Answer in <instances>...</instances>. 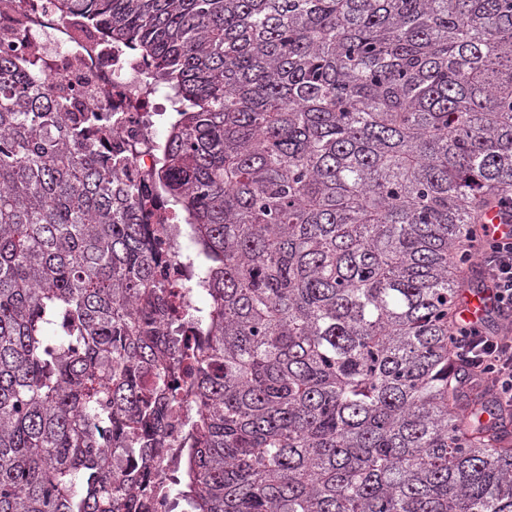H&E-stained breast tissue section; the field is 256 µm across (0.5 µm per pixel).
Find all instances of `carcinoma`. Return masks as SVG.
Here are the masks:
<instances>
[{
    "label": "carcinoma",
    "instance_id": "1",
    "mask_svg": "<svg viewBox=\"0 0 512 512\" xmlns=\"http://www.w3.org/2000/svg\"><path fill=\"white\" fill-rule=\"evenodd\" d=\"M170 90L178 336L112 113L0 50V512H149L194 369L190 512H512V414L462 395L469 243L512 192V0H57ZM135 458L123 470L112 449ZM175 246H177L178 250L181 252L179 238H172L171 241L168 238H164L160 248V253H166L171 260L169 261L168 266L169 282L186 300L185 305H187V311L185 313L192 312L193 308L198 307V301L193 299L191 296L193 275L190 268L181 260V258H174L173 252Z\"/></svg>",
    "mask_w": 512,
    "mask_h": 512
}]
</instances>
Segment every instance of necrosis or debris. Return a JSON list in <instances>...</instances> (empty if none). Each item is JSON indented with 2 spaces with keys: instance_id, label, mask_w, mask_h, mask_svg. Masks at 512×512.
Listing matches in <instances>:
<instances>
[{
  "instance_id": "necrosis-or-debris-1",
  "label": "necrosis or debris",
  "mask_w": 512,
  "mask_h": 512,
  "mask_svg": "<svg viewBox=\"0 0 512 512\" xmlns=\"http://www.w3.org/2000/svg\"><path fill=\"white\" fill-rule=\"evenodd\" d=\"M31 9H18L0 0V36L22 37L19 53L36 52L45 63L50 93L67 83L79 105L112 113V139L132 144L128 172L148 178L155 168L154 147L167 119L150 66L122 44L112 42L101 24L59 14L55 0H34Z\"/></svg>"
}]
</instances>
